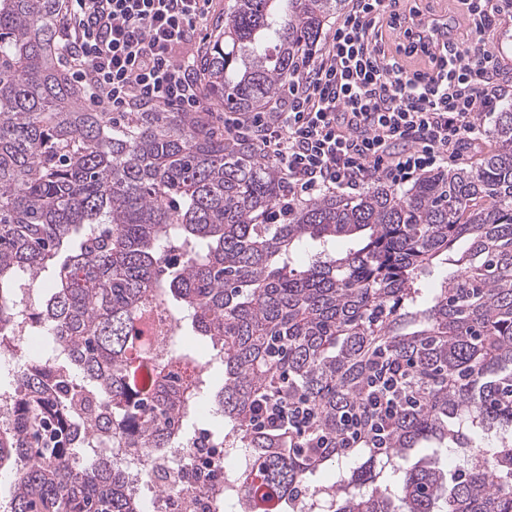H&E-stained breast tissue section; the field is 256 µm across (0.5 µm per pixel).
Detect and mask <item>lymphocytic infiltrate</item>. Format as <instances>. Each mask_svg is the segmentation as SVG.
Here are the masks:
<instances>
[{"label":"lymphocytic infiltrate","mask_w":512,"mask_h":512,"mask_svg":"<svg viewBox=\"0 0 512 512\" xmlns=\"http://www.w3.org/2000/svg\"><path fill=\"white\" fill-rule=\"evenodd\" d=\"M467 44L425 53V69L385 49L392 0H348L302 71L256 112H219L203 93L189 39L217 0H64L63 40L73 82L113 115L201 112L249 139L281 172L288 198L357 195L375 179L399 187L471 161L487 143L485 119L503 104V60L488 45L512 0H459Z\"/></svg>","instance_id":"lymphocytic-infiltrate-1"}]
</instances>
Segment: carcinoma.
Wrapping results in <instances>:
<instances>
[{
	"instance_id": "cac0c4a2",
	"label": "carcinoma",
	"mask_w": 512,
	"mask_h": 512,
	"mask_svg": "<svg viewBox=\"0 0 512 512\" xmlns=\"http://www.w3.org/2000/svg\"><path fill=\"white\" fill-rule=\"evenodd\" d=\"M345 6L224 0L211 104L274 100ZM60 9L0 0V351L47 341L0 419L3 512H138L105 448L189 439L201 401L247 452L224 481L244 512H512V107L475 169L290 204L198 112L78 107ZM283 401L304 440L257 423Z\"/></svg>"
}]
</instances>
